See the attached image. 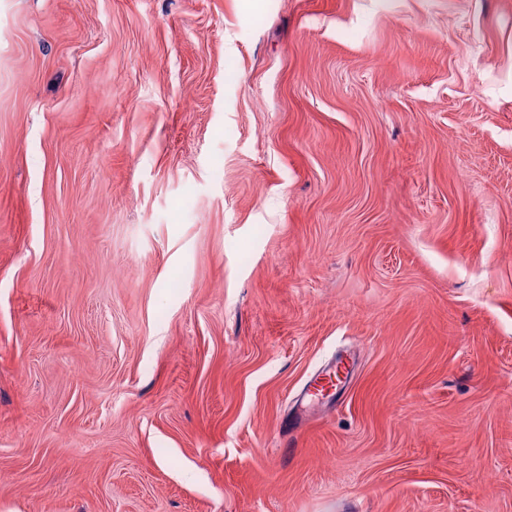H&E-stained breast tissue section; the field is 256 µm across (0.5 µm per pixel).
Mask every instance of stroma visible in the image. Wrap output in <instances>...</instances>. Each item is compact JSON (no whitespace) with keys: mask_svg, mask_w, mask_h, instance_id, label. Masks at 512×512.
Returning a JSON list of instances; mask_svg holds the SVG:
<instances>
[{"mask_svg":"<svg viewBox=\"0 0 512 512\" xmlns=\"http://www.w3.org/2000/svg\"><path fill=\"white\" fill-rule=\"evenodd\" d=\"M0 512H512V0H0ZM351 372L349 360H338L321 371L310 383L306 397L313 401L334 396Z\"/></svg>","mask_w":512,"mask_h":512,"instance_id":"stroma-1","label":"stroma"}]
</instances>
